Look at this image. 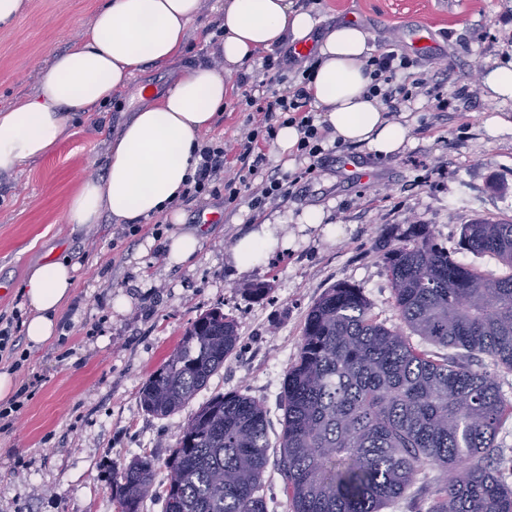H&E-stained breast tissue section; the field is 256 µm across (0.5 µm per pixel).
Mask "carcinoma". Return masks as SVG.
Masks as SVG:
<instances>
[{
  "label": "carcinoma",
  "instance_id": "cac0c4a2",
  "mask_svg": "<svg viewBox=\"0 0 512 512\" xmlns=\"http://www.w3.org/2000/svg\"><path fill=\"white\" fill-rule=\"evenodd\" d=\"M459 249L509 272L480 274L414 224L384 253L399 324L378 321L348 282L310 308L280 397L277 463L291 512H382L418 481L436 483L427 512H512V486L488 464L512 402L474 367L488 357L512 371V222L463 225ZM413 336L457 353L421 351ZM238 342L223 312L198 317L141 387L142 406L159 418L178 412ZM269 449L258 401L212 396L164 463V512H267ZM156 475L148 454L112 468L119 512H140Z\"/></svg>",
  "mask_w": 512,
  "mask_h": 512
}]
</instances>
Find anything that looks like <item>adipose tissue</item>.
<instances>
[{"label":"adipose tissue","mask_w":512,"mask_h":512,"mask_svg":"<svg viewBox=\"0 0 512 512\" xmlns=\"http://www.w3.org/2000/svg\"><path fill=\"white\" fill-rule=\"evenodd\" d=\"M201 0H108L81 39L42 72L34 97L0 111V174L45 156L68 131L71 113L87 112L130 84L135 72L176 57ZM223 71L187 64L174 85L131 116L112 143L101 179L81 182L68 199L67 221L96 224L103 215L130 224L165 216L174 229L164 248L170 262L186 263L201 249L197 228L184 226L174 204L195 173L200 139L213 125L229 93L228 77L259 50L307 37L313 16L293 0H224ZM371 52L363 27L331 28L318 45L311 92L322 120L342 143L378 156L401 151L408 127L392 119L370 97L366 68ZM290 245L279 224H251L226 252L228 263L246 274ZM76 264L54 258L29 273L23 297L28 343L38 347L55 334L58 314L73 293Z\"/></svg>","instance_id":"adipose-tissue-1"}]
</instances>
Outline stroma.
<instances>
[{"label":"stroma","instance_id":"obj_1","mask_svg":"<svg viewBox=\"0 0 512 512\" xmlns=\"http://www.w3.org/2000/svg\"><path fill=\"white\" fill-rule=\"evenodd\" d=\"M105 2L25 0V12L0 29V110L35 94L40 71L79 40ZM223 6L202 0L182 56L146 65L123 94L72 114L68 136L48 155L0 175V314L25 311L21 287L35 264L58 256L78 266L55 338L27 352L32 399L11 422L0 420V512H118L113 466L145 453L165 461L180 428L218 393L262 404L269 442L278 446L282 383L309 309L328 288L349 282L378 320L397 324L383 254L410 225H429L457 261L484 275L506 272L494 257L459 251L458 241L474 220L512 221V134L490 136L482 122L486 114L511 120L512 100L490 99L480 79L483 68L512 63V0H316L311 42L357 15L373 49H393L424 68L432 56L446 55L443 90L468 88L466 109L439 112L418 97L397 115L409 128L402 152L382 158L356 147L327 155L311 181L261 213L244 197L181 207L184 223L202 237L192 261L173 265L163 254L167 221H140L138 233L126 237L107 217L67 223L69 196L82 180L104 176L112 139L146 104L141 87L163 94L186 61L216 57L208 28ZM419 22L433 30L425 54L409 36ZM311 206L340 227L338 239L301 230L299 218ZM262 222L284 225L292 244L268 264L237 273L225 252L246 225ZM260 285L261 297L253 293ZM215 308L237 324L236 352L180 412L149 414L142 385L185 328Z\"/></svg>","mask_w":512,"mask_h":512}]
</instances>
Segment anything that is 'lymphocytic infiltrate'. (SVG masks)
<instances>
[{"label": "lymphocytic infiltrate", "instance_id": "f902f5d3", "mask_svg": "<svg viewBox=\"0 0 512 512\" xmlns=\"http://www.w3.org/2000/svg\"><path fill=\"white\" fill-rule=\"evenodd\" d=\"M294 58L290 51L278 62L267 56L259 67L240 73L239 100L248 107L250 116L233 138L198 148L199 162L181 194L183 203L219 195L232 203L244 194L252 210L258 212L270 202L288 200L298 182L311 178L324 156L333 153L330 129L319 121L315 101L307 90L313 67H304L300 79L291 82L282 73L284 64ZM413 65L412 59L394 50H380L369 57V93L386 112H400L402 106L421 95L433 97L436 109L447 107L441 83L430 73L413 72ZM287 124L297 127L300 138L295 152L307 161L306 167L291 174L270 167L265 153L278 129Z\"/></svg>", "mask_w": 512, "mask_h": 512}]
</instances>
